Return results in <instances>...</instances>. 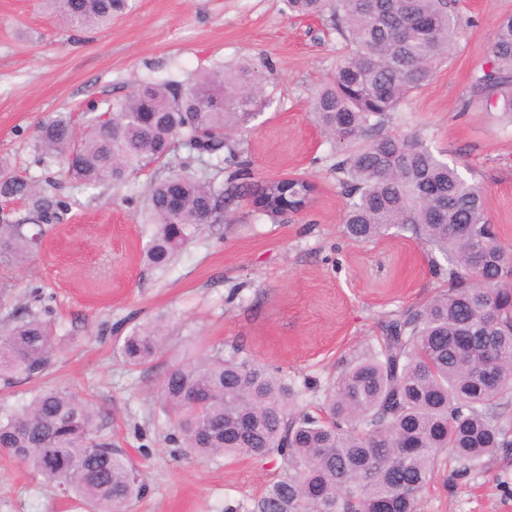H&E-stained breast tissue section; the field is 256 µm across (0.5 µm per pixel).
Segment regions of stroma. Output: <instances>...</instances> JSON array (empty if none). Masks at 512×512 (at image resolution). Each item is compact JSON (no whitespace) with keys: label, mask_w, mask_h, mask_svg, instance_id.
<instances>
[{"label":"stroma","mask_w":512,"mask_h":512,"mask_svg":"<svg viewBox=\"0 0 512 512\" xmlns=\"http://www.w3.org/2000/svg\"><path fill=\"white\" fill-rule=\"evenodd\" d=\"M458 9L461 37L448 63L391 113L384 130L420 134L479 184L489 222L512 247V116L473 90L512 0H460ZM341 48L325 19L290 16L284 0H135L110 27L84 32L51 21L41 0H0V158L68 205L37 255L0 269L9 285L0 320L33 306L38 292L56 336L49 373L0 381V406L18 408L40 388L58 387L101 409L97 439L123 449L142 472L145 491L126 512H224L281 475L275 459L182 456L159 402L173 360L242 345L278 368L314 411L345 361L376 347L388 314L423 303L445 284L415 239L356 244L342 233L345 199L330 166L344 148L310 110ZM242 56L270 63L269 97L229 139L249 161L252 183H314L303 213L271 220L247 192L231 222L206 229L158 270L145 257L147 176L83 189L61 181L56 163H36L29 144L48 115L70 113L80 127L90 105L127 95L140 80L184 81ZM159 316L175 326L168 351L128 366L118 340ZM456 467L440 455L417 512H512V453L462 479L453 478ZM84 510L62 487L0 453V512Z\"/></svg>","instance_id":"1"}]
</instances>
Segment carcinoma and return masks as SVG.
<instances>
[{
	"mask_svg": "<svg viewBox=\"0 0 512 512\" xmlns=\"http://www.w3.org/2000/svg\"><path fill=\"white\" fill-rule=\"evenodd\" d=\"M294 15L318 14L344 41L333 76L311 112L348 150L330 165L346 198L343 233L359 244L408 234L431 254L447 286L390 315L379 344L346 363L315 415L300 406L284 375L242 354L216 350L174 362L161 382L176 442L200 459L247 456L280 461L282 474L249 503L224 512H417L418 495L440 454L466 477L512 449V249L488 223L481 187L413 134L383 132L390 113L428 85L460 34L455 0H284ZM49 15L76 30L104 29L130 0H44ZM491 66L474 89L512 112V16L498 23ZM270 64L241 57L187 82L140 81L128 95L89 108L76 132L70 114L46 117L33 137L38 161H51L86 188L122 184L150 170L147 257L162 269L175 252L221 222L245 191L249 163L227 138L266 102ZM208 156L227 173L198 174ZM266 206L286 215L306 205L303 179L264 183ZM180 206L171 207L173 198ZM28 206L24 224L0 220V264L37 251L66 203L0 163V204ZM446 265H441L439 260ZM162 319L134 327L118 344L131 366L165 350ZM50 322L27 307L0 329V374L35 380L54 355ZM100 413L65 389L40 392L18 409L0 408V450L56 482L92 512H122L144 484L120 448L93 438ZM59 464L53 471L50 463Z\"/></svg>",
	"mask_w": 512,
	"mask_h": 512,
	"instance_id": "carcinoma-1",
	"label": "carcinoma"
}]
</instances>
